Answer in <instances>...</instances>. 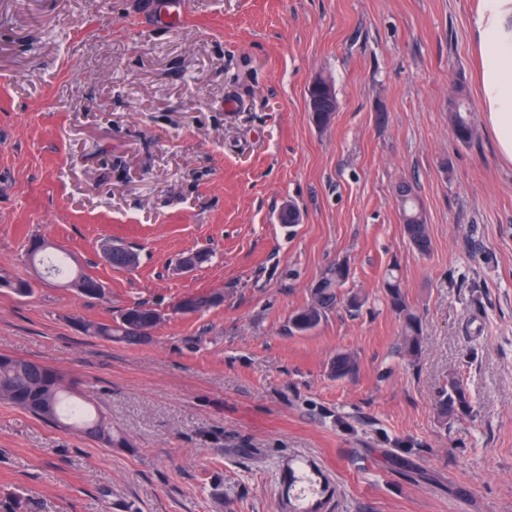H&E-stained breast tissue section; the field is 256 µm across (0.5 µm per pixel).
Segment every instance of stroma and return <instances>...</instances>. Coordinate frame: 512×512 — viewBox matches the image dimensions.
<instances>
[{
	"label": "stroma",
	"instance_id": "1",
	"mask_svg": "<svg viewBox=\"0 0 512 512\" xmlns=\"http://www.w3.org/2000/svg\"><path fill=\"white\" fill-rule=\"evenodd\" d=\"M479 2L186 0L168 27L148 0H0V270L34 284L0 288V354L60 370L112 424L107 447L0 401V512H289L300 458L329 482L322 512H512V160L482 112ZM319 77L339 101L326 128L306 107ZM460 80L467 144L448 125ZM36 238L103 297L39 278ZM115 242L136 268L109 264ZM338 263L363 308L289 332ZM393 266L422 320L413 361ZM135 301L163 316L149 341L81 330ZM339 353L357 361L341 379ZM452 377L472 412L444 427ZM397 208L409 244L421 255L431 250L429 225L422 206L410 184L402 182L397 189ZM390 268L386 279V294L393 310L403 315V329L400 336V353L409 360L417 359L421 350V320L412 312L405 301L400 280Z\"/></svg>",
	"mask_w": 512,
	"mask_h": 512
}]
</instances>
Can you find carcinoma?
<instances>
[{
  "mask_svg": "<svg viewBox=\"0 0 512 512\" xmlns=\"http://www.w3.org/2000/svg\"><path fill=\"white\" fill-rule=\"evenodd\" d=\"M325 111L316 113L313 122L322 128L332 123V112L339 108L338 99L324 102ZM474 109L465 94L463 85L456 84L454 95L449 100L448 121L456 139L467 144L474 137ZM397 208L403 224L404 234L409 244L419 254L426 255L431 250L429 225L422 206L418 202L413 188L408 183H401L397 189ZM48 248L38 252H28L31 262L38 260L48 263V269L57 275L68 270L66 260L61 256L43 257ZM113 265L133 268L139 263V254L127 256L128 248L121 245L112 247ZM349 271L343 264H336L328 269L324 277L311 293L306 306L295 311L291 317L292 328L297 333H309L316 329L327 312L340 302L338 294L348 280ZM17 285L13 293L19 297H27L33 293L34 285L29 280L15 279L4 273L0 275V284ZM100 282L94 277L77 272L71 276L68 286L75 289L83 297H94L85 291L87 287H95ZM386 294L393 310L403 315V329L400 336V353L410 359H417L421 350V320L412 312L405 301L398 276L394 269H389L386 279ZM151 306L145 301L135 302L127 307L123 316L125 320L115 324L99 322H83L81 329L90 336L107 340L135 342L133 329L145 325L147 311ZM356 360L348 353L339 354L333 363L332 370L336 377L342 378L356 370ZM0 400L26 410L46 422L57 420L72 423L77 427L89 429L88 435L100 443L112 445V426L105 418L91 414L86 404L71 396L65 389L64 375L57 369L43 366L39 369L28 360L0 355ZM437 415L442 425L446 426L471 413V405L466 392L459 380L448 379V386L439 393L436 402Z\"/></svg>",
  "mask_w": 512,
  "mask_h": 512,
  "instance_id": "1",
  "label": "carcinoma"
}]
</instances>
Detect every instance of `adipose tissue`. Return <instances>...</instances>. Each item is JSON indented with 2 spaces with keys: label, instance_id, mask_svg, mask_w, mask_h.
I'll return each mask as SVG.
<instances>
[{
  "label": "adipose tissue",
  "instance_id": "adipose-tissue-1",
  "mask_svg": "<svg viewBox=\"0 0 512 512\" xmlns=\"http://www.w3.org/2000/svg\"><path fill=\"white\" fill-rule=\"evenodd\" d=\"M485 119L512 160V0H483L477 13Z\"/></svg>",
  "mask_w": 512,
  "mask_h": 512
}]
</instances>
